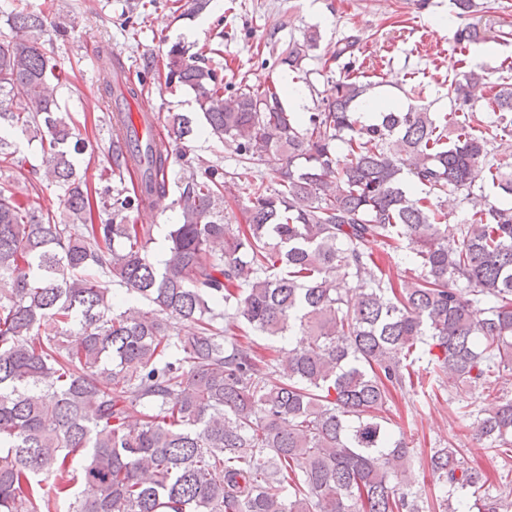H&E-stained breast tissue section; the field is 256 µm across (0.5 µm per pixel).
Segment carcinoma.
Listing matches in <instances>:
<instances>
[{"label":"carcinoma","mask_w":512,"mask_h":512,"mask_svg":"<svg viewBox=\"0 0 512 512\" xmlns=\"http://www.w3.org/2000/svg\"><path fill=\"white\" fill-rule=\"evenodd\" d=\"M0 41V130L43 145L41 179L63 191L64 221L0 192V512H507L471 452L433 448L439 502L406 479L410 450L381 415L415 390L426 361L486 391L512 371V168L490 139L422 105L357 111L369 84L349 74L318 112H288L276 87L224 97L202 55L174 44L166 82L193 90L208 133L244 160L288 154L272 183H247V219L224 215L226 173L187 157L190 117L164 119L176 154L120 136L133 191H92L74 155L88 144L58 112L45 16L12 9ZM467 50L479 29L457 28ZM317 32L282 50L298 73ZM487 85L458 74L459 107ZM493 127L512 129V83L491 87ZM188 176L169 257L147 256L131 215L166 197L171 157ZM499 197L474 193L476 178ZM462 193L466 221L441 198ZM382 252H376L372 244ZM414 273L393 272L399 263ZM356 283L351 288L350 283ZM257 336L288 340L282 364ZM280 373L283 380L270 377ZM474 436L512 447V398L471 408Z\"/></svg>","instance_id":"1"}]
</instances>
